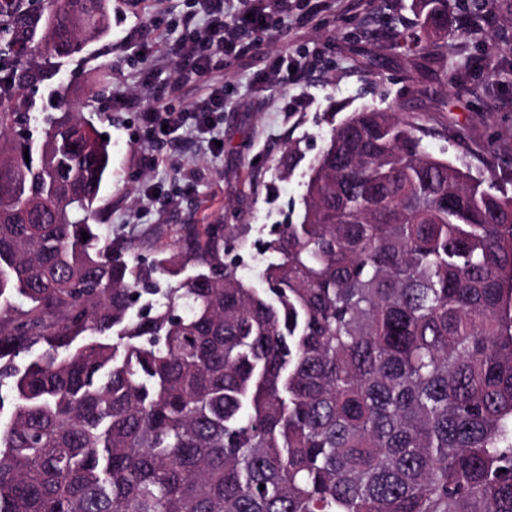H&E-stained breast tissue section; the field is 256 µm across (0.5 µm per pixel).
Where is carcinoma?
I'll return each mask as SVG.
<instances>
[{
    "mask_svg": "<svg viewBox=\"0 0 512 512\" xmlns=\"http://www.w3.org/2000/svg\"><path fill=\"white\" fill-rule=\"evenodd\" d=\"M455 2L415 0L411 43L451 85ZM109 19L0 0V512H512V195L365 107L262 287L224 261V224L140 261L98 224L91 102L27 112Z\"/></svg>",
    "mask_w": 512,
    "mask_h": 512,
    "instance_id": "1",
    "label": "carcinoma"
}]
</instances>
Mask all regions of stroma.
Returning a JSON list of instances; mask_svg holds the SVG:
<instances>
[{
  "label": "stroma",
  "mask_w": 512,
  "mask_h": 512,
  "mask_svg": "<svg viewBox=\"0 0 512 512\" xmlns=\"http://www.w3.org/2000/svg\"><path fill=\"white\" fill-rule=\"evenodd\" d=\"M192 12V0H112L107 33L36 88L39 109L59 84L75 104L97 95V128L112 145L101 221L113 237H142L160 224L230 225L229 254L243 256L241 277L256 280L276 259L263 243L303 213L310 167L329 130L366 105L424 116L428 152L512 194V55L490 52L491 43L512 44V14L497 0L478 31L454 13L448 53L471 63L457 87L441 72L415 71L405 45L420 30L413 0H291L272 36L236 32L240 52L212 60V78L224 82L217 151L191 133L149 140L140 119L144 109L185 108L207 92L204 79L178 73L172 57L185 23L203 25ZM145 43L152 50L143 57ZM281 57L297 69V85L270 78ZM104 67L112 83L102 90L96 75Z\"/></svg>",
  "instance_id": "obj_1"
}]
</instances>
